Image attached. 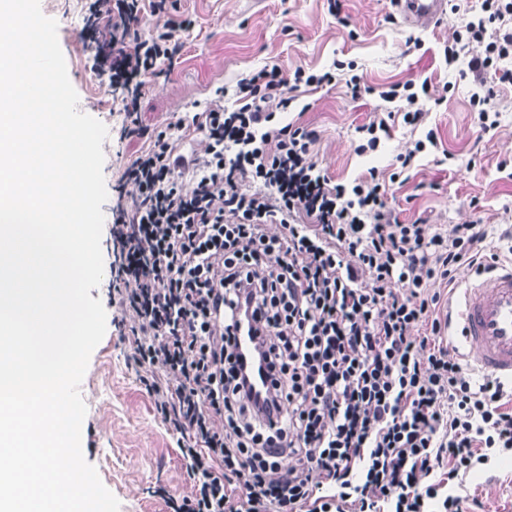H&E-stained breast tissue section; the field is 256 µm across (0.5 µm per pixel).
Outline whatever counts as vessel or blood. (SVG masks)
<instances>
[{
  "label": "vessel or blood",
  "instance_id": "1",
  "mask_svg": "<svg viewBox=\"0 0 512 512\" xmlns=\"http://www.w3.org/2000/svg\"><path fill=\"white\" fill-rule=\"evenodd\" d=\"M404 25L423 29L447 20L451 0H393ZM456 324L476 368L512 382V259L467 279Z\"/></svg>",
  "mask_w": 512,
  "mask_h": 512
}]
</instances>
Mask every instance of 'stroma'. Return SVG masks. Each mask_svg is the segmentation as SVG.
<instances>
[{"label":"stroma","instance_id":"1","mask_svg":"<svg viewBox=\"0 0 512 512\" xmlns=\"http://www.w3.org/2000/svg\"><path fill=\"white\" fill-rule=\"evenodd\" d=\"M450 18L427 30L402 24L390 0H181L180 12L194 27L178 63L146 89L140 102L147 129L202 111L216 88L234 85L238 75L268 64L284 73L301 66L313 72L351 61L360 78L353 92L345 76L319 87H300L285 121L308 126L317 135L314 160L332 182L351 184L377 169L386 201L400 223L423 220L451 229L480 220L482 253L512 256V85L495 84L494 129L484 130L470 106L474 91L466 61L447 65L444 48L481 0H452ZM42 13L56 20L58 41L79 111L108 130L102 145L105 177L115 175L118 154L138 149L120 141L123 116L106 82L89 69L80 39L84 0H40ZM429 82L427 123L413 128L402 120L401 103L383 93L397 82ZM384 121L389 135L376 150L356 148L362 125ZM435 130L437 148L417 154L410 166L399 157L414 141ZM114 326H107L91 354L80 393L87 413L82 451L103 485L119 500L120 512H167L163 493L190 495L193 481L182 464L177 436L157 417L140 378L144 371ZM451 492L478 500L482 512H512V456L450 484Z\"/></svg>","mask_w":512,"mask_h":512}]
</instances>
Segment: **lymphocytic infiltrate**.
I'll return each instance as SVG.
<instances>
[{
    "label": "lymphocytic infiltrate",
    "instance_id": "lymphocytic-infiltrate-1",
    "mask_svg": "<svg viewBox=\"0 0 512 512\" xmlns=\"http://www.w3.org/2000/svg\"><path fill=\"white\" fill-rule=\"evenodd\" d=\"M179 0H87L89 68L108 79L141 147L112 184L109 304L154 410L178 436L191 495L169 512H462L448 477L512 451L504 383H473L448 348L443 287L473 261L478 222L402 224L377 177L332 183L313 131L275 125L287 87L327 71L241 74L236 109L217 88L177 133L146 132L140 100L172 68L192 22ZM467 59L488 122V71L512 84V0H482L444 49ZM428 84L391 85L424 123ZM260 339L245 362L237 334ZM271 389L255 393L254 372Z\"/></svg>",
    "mask_w": 512,
    "mask_h": 512
}]
</instances>
